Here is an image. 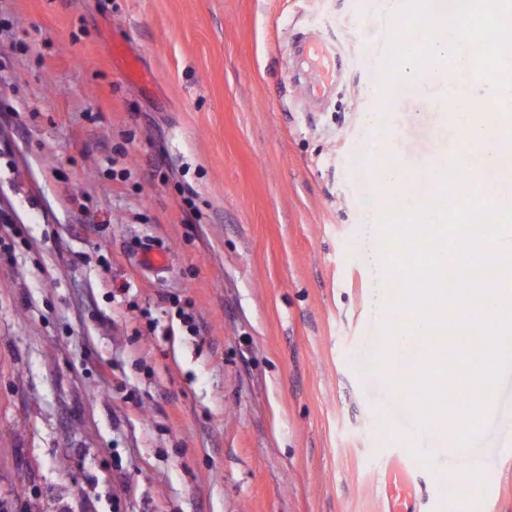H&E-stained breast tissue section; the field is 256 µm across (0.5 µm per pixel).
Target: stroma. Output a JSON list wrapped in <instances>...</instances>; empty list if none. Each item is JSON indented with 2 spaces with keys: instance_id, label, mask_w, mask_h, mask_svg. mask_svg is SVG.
Wrapping results in <instances>:
<instances>
[{
  "instance_id": "stroma-1",
  "label": "stroma",
  "mask_w": 512,
  "mask_h": 512,
  "mask_svg": "<svg viewBox=\"0 0 512 512\" xmlns=\"http://www.w3.org/2000/svg\"><path fill=\"white\" fill-rule=\"evenodd\" d=\"M380 32L359 0H0V512H385L401 439L362 325L392 288L361 254L390 199L356 172L439 130L403 86L365 136ZM500 440L489 493L449 485L450 452L415 512H512ZM112 57L124 69L125 75L130 80H140L147 83L148 80L140 73L137 56L125 42H115L112 45Z\"/></svg>"
}]
</instances>
